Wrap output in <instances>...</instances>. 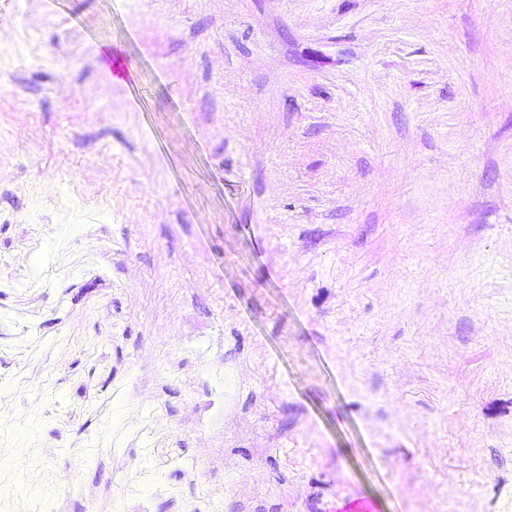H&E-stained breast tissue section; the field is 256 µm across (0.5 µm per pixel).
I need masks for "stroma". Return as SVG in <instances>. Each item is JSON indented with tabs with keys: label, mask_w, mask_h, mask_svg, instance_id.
Returning a JSON list of instances; mask_svg holds the SVG:
<instances>
[{
	"label": "stroma",
	"mask_w": 512,
	"mask_h": 512,
	"mask_svg": "<svg viewBox=\"0 0 512 512\" xmlns=\"http://www.w3.org/2000/svg\"><path fill=\"white\" fill-rule=\"evenodd\" d=\"M138 497L512 512V0H0V512ZM102 69L110 76L112 82L124 84L133 77L131 69L122 65L111 44L101 46L97 52Z\"/></svg>",
	"instance_id": "1"
}]
</instances>
